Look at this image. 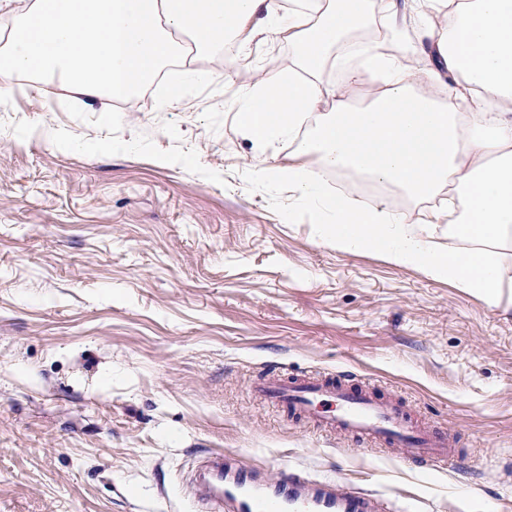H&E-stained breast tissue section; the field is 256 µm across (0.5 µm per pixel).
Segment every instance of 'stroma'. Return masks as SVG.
Instances as JSON below:
<instances>
[{"label": "stroma", "instance_id": "obj_1", "mask_svg": "<svg viewBox=\"0 0 512 512\" xmlns=\"http://www.w3.org/2000/svg\"><path fill=\"white\" fill-rule=\"evenodd\" d=\"M370 14L380 0H367ZM384 14V13H381ZM386 54L425 86L445 13L396 0ZM257 24L181 96L89 100L21 74L0 99V512H201L208 451L342 476L418 512H512V293L343 251L254 142L245 92L294 68ZM352 371L446 430L456 461L331 438L257 399L267 372Z\"/></svg>", "mask_w": 512, "mask_h": 512}]
</instances>
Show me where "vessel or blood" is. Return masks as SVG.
Wrapping results in <instances>:
<instances>
[{"label": "vessel or blood", "instance_id": "obj_1", "mask_svg": "<svg viewBox=\"0 0 512 512\" xmlns=\"http://www.w3.org/2000/svg\"><path fill=\"white\" fill-rule=\"evenodd\" d=\"M256 396L308 419L320 433L403 448L423 466L446 467L453 457L446 434L422 423L398 402L380 398L374 383L355 373L338 376L275 372L254 384ZM188 487L204 512H399L383 495L345 478L317 479L295 470L279 478L240 455L212 451L191 470Z\"/></svg>", "mask_w": 512, "mask_h": 512}]
</instances>
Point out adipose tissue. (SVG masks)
I'll use <instances>...</instances> for the list:
<instances>
[{"instance_id": "ef3b65f1", "label": "adipose tissue", "mask_w": 512, "mask_h": 512, "mask_svg": "<svg viewBox=\"0 0 512 512\" xmlns=\"http://www.w3.org/2000/svg\"><path fill=\"white\" fill-rule=\"evenodd\" d=\"M364 2L33 0L0 48V98L11 94L14 76L49 73L89 98L121 100L183 56L171 31L188 33L196 54L229 41L243 48L264 16L271 34L295 45L297 67L277 84L249 89L238 120L255 142L285 136L299 153L316 156L317 169L287 172L298 198L310 197L323 172L350 171L419 202L447 193L458 212L440 245L411 214L327 194L318 203L333 219L337 248L371 250L498 301L512 288L500 253L512 241V116L496 109L512 99V0H431L450 19L447 34L435 39L439 59L463 78L450 102L416 92L381 45L350 41L369 20ZM357 51L386 85L359 110L324 81ZM459 99L473 104L470 116L458 112Z\"/></svg>"}]
</instances>
